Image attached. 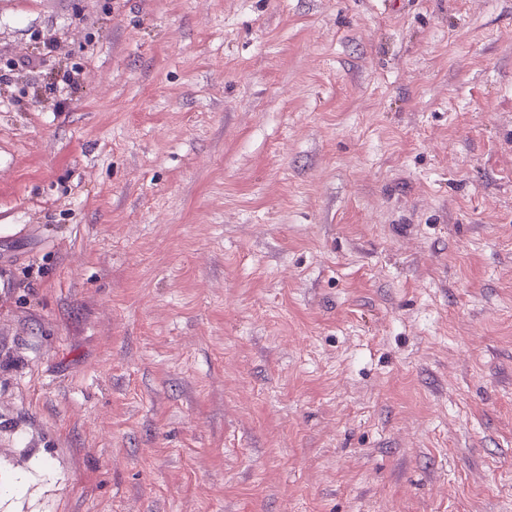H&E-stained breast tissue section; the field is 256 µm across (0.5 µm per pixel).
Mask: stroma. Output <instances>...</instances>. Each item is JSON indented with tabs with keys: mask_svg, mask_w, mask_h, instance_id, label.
Here are the masks:
<instances>
[{
	"mask_svg": "<svg viewBox=\"0 0 512 512\" xmlns=\"http://www.w3.org/2000/svg\"><path fill=\"white\" fill-rule=\"evenodd\" d=\"M0 512H512V0H0Z\"/></svg>",
	"mask_w": 512,
	"mask_h": 512,
	"instance_id": "35a3bbf8",
	"label": "stroma"
}]
</instances>
